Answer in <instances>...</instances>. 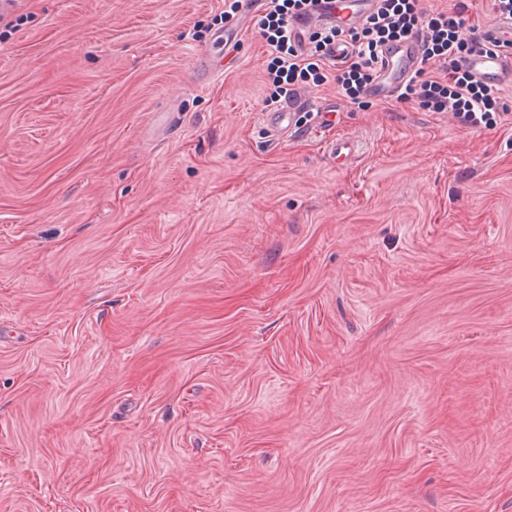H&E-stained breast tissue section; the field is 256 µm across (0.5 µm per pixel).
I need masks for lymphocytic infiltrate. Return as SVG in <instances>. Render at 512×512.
Masks as SVG:
<instances>
[{
	"instance_id": "obj_1",
	"label": "lymphocytic infiltrate",
	"mask_w": 512,
	"mask_h": 512,
	"mask_svg": "<svg viewBox=\"0 0 512 512\" xmlns=\"http://www.w3.org/2000/svg\"><path fill=\"white\" fill-rule=\"evenodd\" d=\"M313 0H266L257 25L269 48L265 105L292 97L297 89L316 88L335 79L339 94L361 104L374 78L378 53L386 43L415 35L422 43L421 65L405 85L402 99L431 112H449L464 126L488 127L505 121L512 107L504 88L475 80L466 70L467 56L478 46L512 45V36L480 32L465 8L427 11L420 0H377L370 15L344 28L323 27L307 42L293 39L289 21ZM348 52L337 70H330L336 44Z\"/></svg>"
}]
</instances>
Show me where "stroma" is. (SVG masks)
Masks as SVG:
<instances>
[{
    "instance_id": "35a3bbf8",
    "label": "stroma",
    "mask_w": 512,
    "mask_h": 512,
    "mask_svg": "<svg viewBox=\"0 0 512 512\" xmlns=\"http://www.w3.org/2000/svg\"><path fill=\"white\" fill-rule=\"evenodd\" d=\"M12 10L0 512H512V119L331 80L273 148L224 0Z\"/></svg>"
}]
</instances>
